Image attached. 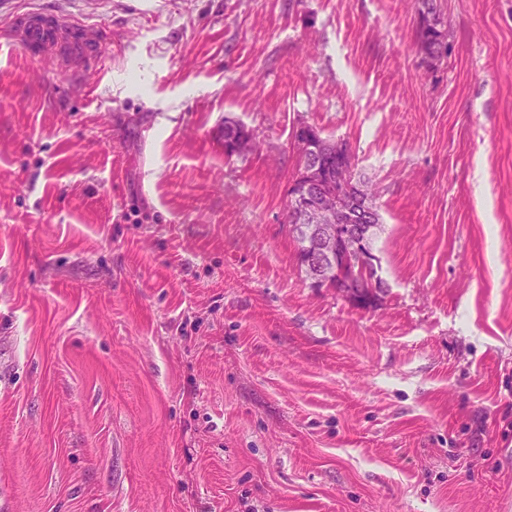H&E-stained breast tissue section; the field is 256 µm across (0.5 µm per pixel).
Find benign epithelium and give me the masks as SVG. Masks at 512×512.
Listing matches in <instances>:
<instances>
[{
  "mask_svg": "<svg viewBox=\"0 0 512 512\" xmlns=\"http://www.w3.org/2000/svg\"><path fill=\"white\" fill-rule=\"evenodd\" d=\"M224 142L236 153L247 152L254 145L253 136L240 127L226 131ZM293 148L301 157V165L290 183L289 220L290 228L303 237L308 285L331 288L353 304L365 295L378 298L377 280L365 283L345 279L335 268L337 256L347 251L358 254L367 268L379 270V257L368 248L378 224L367 181L354 178L345 165L336 169L325 165L327 155L341 157L347 148L341 140L324 136L314 126L298 131Z\"/></svg>",
  "mask_w": 512,
  "mask_h": 512,
  "instance_id": "obj_1",
  "label": "benign epithelium"
}]
</instances>
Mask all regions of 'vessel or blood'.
Returning <instances> with one entry per match:
<instances>
[{
  "instance_id": "1",
  "label": "vessel or blood",
  "mask_w": 512,
  "mask_h": 512,
  "mask_svg": "<svg viewBox=\"0 0 512 512\" xmlns=\"http://www.w3.org/2000/svg\"><path fill=\"white\" fill-rule=\"evenodd\" d=\"M13 44L36 59H49L72 71L100 69L99 48L107 39L100 27L75 24L54 11L31 10L13 17Z\"/></svg>"
}]
</instances>
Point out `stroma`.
I'll list each match as a JSON object with an SVG mask.
<instances>
[{"label":"stroma","instance_id":"1","mask_svg":"<svg viewBox=\"0 0 512 512\" xmlns=\"http://www.w3.org/2000/svg\"><path fill=\"white\" fill-rule=\"evenodd\" d=\"M0 512H512V0H0ZM259 150L224 154V122ZM375 184L387 289L300 272L299 123ZM417 2L419 6L418 13L424 17L428 15L427 20L429 23L433 22L430 15L438 16L432 25H428L425 29L419 28L418 43L420 49L425 58L440 60L448 54V42L445 32L437 27V25L441 26L442 23L437 0H417ZM10 35L15 46L38 60H52L70 71L102 67L99 47L107 34L98 26L77 25L54 11L31 10L13 17Z\"/></svg>","mask_w":512,"mask_h":512}]
</instances>
